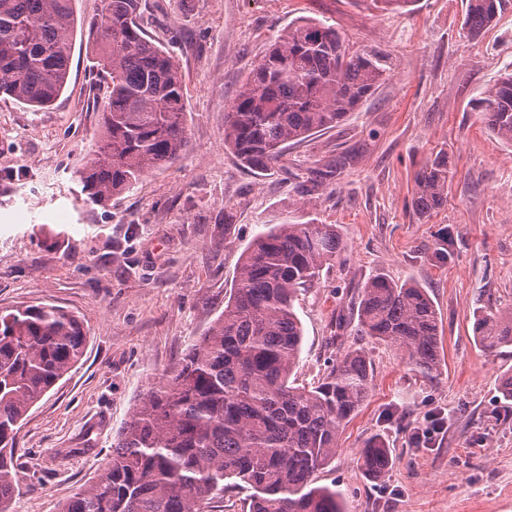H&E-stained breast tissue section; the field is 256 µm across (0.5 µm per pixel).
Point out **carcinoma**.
Listing matches in <instances>:
<instances>
[{"label": "carcinoma", "instance_id": "carcinoma-1", "mask_svg": "<svg viewBox=\"0 0 512 512\" xmlns=\"http://www.w3.org/2000/svg\"><path fill=\"white\" fill-rule=\"evenodd\" d=\"M93 67L105 85L101 147L76 172L97 204L130 190L154 169L180 160L188 145L185 82L176 60L140 23L142 0H103ZM500 0H469L465 29L477 35ZM75 29L72 0H0V94L34 108L61 96ZM373 52H350L333 25L299 18L269 44L224 114V144L240 163L267 172L290 144L335 128L357 111L388 73ZM488 129L512 143V71L487 91ZM411 204L426 218L448 195V157L415 174ZM334 224H272L244 249L231 295L173 375L152 388L112 444L106 467L60 512H206L236 478L252 490L249 512H343L342 493L315 474L336 456L345 424L373 381L361 348L336 354L318 385L291 381L303 341L295 302L344 251ZM358 331L390 342L415 370L441 365L439 313L424 288L383 273L361 288ZM489 352L512 346V312L477 319ZM83 324L53 305L0 312V512L19 494L17 426L80 361ZM392 460L384 440L359 454L369 475Z\"/></svg>", "mask_w": 512, "mask_h": 512}]
</instances>
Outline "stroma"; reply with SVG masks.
<instances>
[{
    "label": "stroma",
    "mask_w": 512,
    "mask_h": 512,
    "mask_svg": "<svg viewBox=\"0 0 512 512\" xmlns=\"http://www.w3.org/2000/svg\"><path fill=\"white\" fill-rule=\"evenodd\" d=\"M468 0H146L148 32L175 54L186 82L189 142L181 161L104 206L74 179L98 149L103 92L85 32L68 85L47 109L0 95V310L55 304L84 323L82 359L28 412L17 434L20 494L11 512H59L108 463L125 422L223 313L240 257L268 225H339L346 250L295 304L303 343L297 384L322 378L340 347L372 363L369 397L316 475L346 512H512V402L498 392L512 347L485 351L475 321L512 311V143L484 125L488 88L512 70V0L467 37ZM335 25L353 51L391 63L357 112L291 145L263 174L224 145V114L288 23ZM448 156V197L430 217L410 207L414 174ZM448 247V260L436 259ZM426 288L443 357L431 376L396 346L337 332L369 277ZM444 416L429 447L415 428ZM392 451L381 475L358 452ZM391 460L390 449L379 437L371 439L359 454L360 466L369 475L384 472Z\"/></svg>",
    "instance_id": "35a3bbf8"
}]
</instances>
